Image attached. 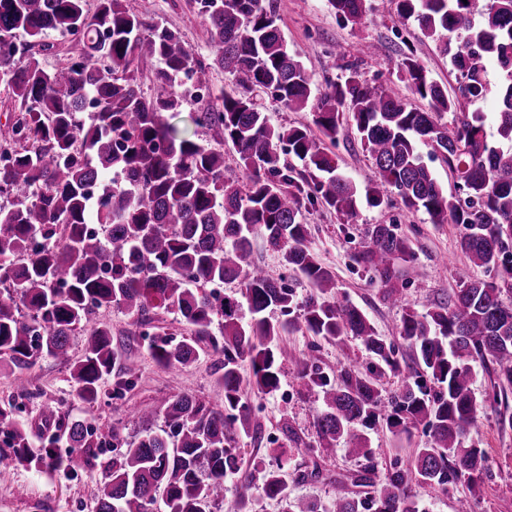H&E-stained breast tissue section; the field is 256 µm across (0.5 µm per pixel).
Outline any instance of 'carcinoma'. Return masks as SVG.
<instances>
[{"instance_id": "1", "label": "carcinoma", "mask_w": 512, "mask_h": 512, "mask_svg": "<svg viewBox=\"0 0 512 512\" xmlns=\"http://www.w3.org/2000/svg\"><path fill=\"white\" fill-rule=\"evenodd\" d=\"M366 0H328L343 25L361 23ZM398 17L434 38L456 70L457 93L431 80L407 48L394 71L428 102L416 107L383 84L370 83L354 63L338 83L312 91L304 64L288 52L276 4L262 0H203V18L214 60L231 69L237 91L195 113L237 151L250 171L240 182L224 174V152L181 135L163 120L183 97L182 75L202 81L206 65L163 24H146L124 0H98L89 15L84 0H0V81L25 108L13 127L14 145L0 147V363L24 371L42 354L64 356L76 329L90 334L83 358L72 366V386L86 401L118 368L134 384L132 369L112 349V330L92 317L95 308L122 306L145 319L154 308L175 311L193 336L159 334L149 343L153 359L182 368L210 348L219 354L217 385L224 409L239 413L249 433L248 397L240 362L252 367V388H279L288 352L277 340L290 329L338 343L351 338L376 359L366 372L341 369L336 385L313 360L298 385L322 395L316 414L320 448L340 444L363 461L350 477L336 478L333 510L294 498L281 468L260 462L241 478L238 499L277 501L281 512H424L408 484L448 492L465 481L479 486L488 457L463 437L482 406L472 390L474 364L492 366L502 387H512V0H396ZM81 36L84 51L70 65L45 71L35 57L20 61L17 35L48 32ZM499 70V86L487 79ZM153 72L156 89L144 95L138 77ZM266 89L286 111L311 107L314 135L306 127L274 129L253 92ZM498 95V139L485 131V115L465 104ZM91 99L97 109L84 112ZM452 122L442 121L445 113ZM355 126L370 156L373 176L359 186L339 171L327 143L335 142L343 117ZM429 157L441 161L454 182L447 194ZM300 163L295 167L287 161ZM394 190L411 213L432 224H455L459 246L494 280L457 270L459 288L448 302L418 312L405 308L399 337L418 370L402 378L388 399L386 374H401L395 345L381 336L365 312L336 298V280L307 247L303 215L320 205L342 224L356 222L361 199L373 207ZM261 235L282 253L314 293L299 304L291 289L271 279L255 261L251 239ZM414 253L392 224H375L353 262L373 274L383 299L404 303L400 264ZM238 282L240 295L214 287ZM249 320H244L243 305ZM278 310L281 317L269 313ZM222 338L212 335L214 320ZM166 428L148 432L112 458L109 480L99 488L95 512H213L224 500V479L238 471L237 432L224 414L182 393L159 408ZM406 431L423 426L426 440L382 480L366 429L378 422ZM0 430L10 452L0 459L40 468L21 422L0 410ZM71 451L56 469L72 475L110 443L113 430L82 420L58 422ZM368 487L361 497L349 486Z\"/></svg>"}]
</instances>
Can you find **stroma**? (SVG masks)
Returning a JSON list of instances; mask_svg holds the SVG:
<instances>
[{
  "label": "stroma",
  "mask_w": 512,
  "mask_h": 512,
  "mask_svg": "<svg viewBox=\"0 0 512 512\" xmlns=\"http://www.w3.org/2000/svg\"><path fill=\"white\" fill-rule=\"evenodd\" d=\"M275 2L288 50L311 73L314 89L343 80L345 65L355 61L367 79L390 84L399 97L417 103L409 84L398 80L393 72L394 62L410 47L428 76L448 94H455L456 74L448 57L440 53L435 42L416 23L399 21L393 0H367L364 23L353 27L337 22L328 0ZM125 3L146 22L161 23L177 32L195 58L208 62L202 97L186 96L179 111L165 113L164 118L187 137L217 145L219 139L214 132L196 126L191 115L216 95L233 92L234 76L230 69L213 62L198 0H125ZM364 43L377 45L378 55L358 56L357 48ZM31 47L42 68L49 72L67 66L84 49L80 37L57 33L48 34L41 44ZM331 150L341 171L356 184H364L372 172V161L350 125L341 126ZM304 221L311 226L307 245L322 266L334 273L340 298L364 310L379 334L393 342L399 339L404 307L385 301L370 274L360 270L352 260L369 227L389 221L397 223L401 235L410 241L415 258L403 273L406 307L422 312L447 301L457 286V269L470 267L457 246L455 225L430 223L425 214L408 213L396 201L378 208L361 204L353 224L339 223L335 213L319 206L305 212ZM252 249L256 261L274 280L293 289L297 301H304L312 293L311 283L287 270L280 254L263 237L253 238ZM470 269L475 278L491 277L484 268ZM93 315L111 328L113 349L120 352L123 363L133 367V387L118 390L123 375L115 371L102 382L97 402L87 403L76 394L70 383V370L83 356L88 339L87 333L79 329L70 338L66 357L44 354L37 358L26 373V388L18 387L10 367L1 366L0 406L12 408L14 417L28 429L35 447L53 449L60 456L68 453V444L65 438L56 437L54 428L42 422L39 408L43 403L58 404L61 413L73 420L112 425L115 437L110 446L97 449L89 466L69 479L48 465L37 470L15 468L8 478L0 481V512H95L97 489L108 476L107 460L123 452L145 430L163 426V417H146L147 409L180 393L190 394L216 410L224 408L212 355H201L196 362L180 369L165 367L152 359L148 348L151 334L190 337V327L177 315L154 309L148 322L141 323L135 314L119 306L94 310ZM278 343L288 351V358L281 366L280 387L270 394L249 390L250 421L257 433L239 437L238 452L248 467L257 460L282 466L291 495L325 503L332 497V484L337 475L356 471L359 462L341 448L330 456L319 452L315 426L318 403L313 394L298 387L297 376L303 360L311 354L317 356L320 367L330 374L349 364L367 369L373 358L359 342L339 343L302 331L285 333ZM494 381L491 370L476 367L472 388L483 410L465 443L485 450L489 459V472L480 487L476 512H512V429L499 425L501 414H512V392L496 397ZM369 436L377 461L376 475L380 478L387 475L394 463L406 461L412 449L421 447L425 440L419 427L406 435L377 426L370 430Z\"/></svg>",
  "instance_id": "1"
}]
</instances>
